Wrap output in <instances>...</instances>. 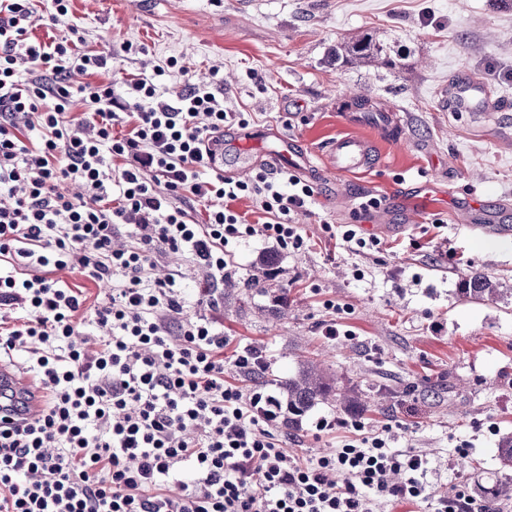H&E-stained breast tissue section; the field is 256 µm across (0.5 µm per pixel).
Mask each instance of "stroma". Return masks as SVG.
I'll return each mask as SVG.
<instances>
[{"mask_svg":"<svg viewBox=\"0 0 512 512\" xmlns=\"http://www.w3.org/2000/svg\"><path fill=\"white\" fill-rule=\"evenodd\" d=\"M71 12L85 49L111 54V71L98 79L116 96L130 75L175 59L172 91L212 84L227 111L250 113L251 128L293 136L310 159L341 134L375 142L379 160L367 171L307 174L314 196L295 217L305 250L260 236L235 248L224 276L238 282L274 257L275 283L290 291L285 318L271 296L240 303L186 254L158 253L154 275L178 280L184 317L223 326L225 358L260 347L268 378L281 379L310 351L361 399L389 393L361 414L366 430L392 425L394 449L426 456L436 495L465 484L512 512V480L495 453L499 436L512 432V296L473 303L457 292L473 271L512 285V236L452 219L476 186L487 214L512 225V110L448 109V84L464 74L493 97L512 98V80L498 75L512 69V0H72ZM363 34L382 47L384 62L337 59V47ZM129 43L143 53L127 55ZM360 97L397 111L401 140L384 137L372 115L347 123L339 104ZM344 193L383 200V212L365 222L379 240L370 250L351 251L325 231L356 223ZM331 320L341 330L333 339L322 334ZM340 415L318 405L299 429L275 434L290 453L324 455L348 432L315 424Z\"/></svg>","mask_w":512,"mask_h":512,"instance_id":"obj_1","label":"stroma"}]
</instances>
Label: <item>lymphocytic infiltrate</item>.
I'll use <instances>...</instances> for the list:
<instances>
[{
  "label": "lymphocytic infiltrate",
  "mask_w": 512,
  "mask_h": 512,
  "mask_svg": "<svg viewBox=\"0 0 512 512\" xmlns=\"http://www.w3.org/2000/svg\"><path fill=\"white\" fill-rule=\"evenodd\" d=\"M36 22L33 0H0V353H27L42 392L38 413L0 422V512H378L432 498L428 459L392 449L389 425L322 419L318 430L349 439L328 455L288 453L273 432L279 399L227 382L223 330L183 318L176 279L152 275L162 249L191 254L217 282L247 238L303 250L293 216L313 187L264 167L212 173L232 115L210 85L174 94L159 68L116 98L92 82L108 58L80 49L77 26L42 43ZM244 198L265 222L233 209ZM121 232L131 243L113 248ZM49 266L112 282L109 301L86 309ZM85 313L109 330L92 353L77 340ZM183 467L193 483L168 494Z\"/></svg>",
  "instance_id": "lymphocytic-infiltrate-1"
}]
</instances>
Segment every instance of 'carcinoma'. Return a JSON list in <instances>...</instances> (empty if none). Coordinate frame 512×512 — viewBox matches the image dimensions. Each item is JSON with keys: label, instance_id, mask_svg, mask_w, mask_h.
<instances>
[{"label": "carcinoma", "instance_id": "cac0c4a2", "mask_svg": "<svg viewBox=\"0 0 512 512\" xmlns=\"http://www.w3.org/2000/svg\"><path fill=\"white\" fill-rule=\"evenodd\" d=\"M336 59L351 61L355 64H371L382 59V49L370 37H361L348 42L336 49ZM275 259L266 258L265 269L261 275L253 277L238 285L233 281L225 282L227 288H240V301L251 300L254 294H267L272 290L270 281L275 279ZM511 288L503 287L502 283L491 280L487 275L473 271L459 282L460 297L469 302L494 301ZM285 396V412L283 425L296 430L302 417L317 404L335 402L350 415H359L367 410V404L358 395L341 392L337 382L321 368V364L309 360L301 365L298 372L278 381ZM497 456L505 468H512V434L503 435L497 446Z\"/></svg>", "mask_w": 512, "mask_h": 512}]
</instances>
